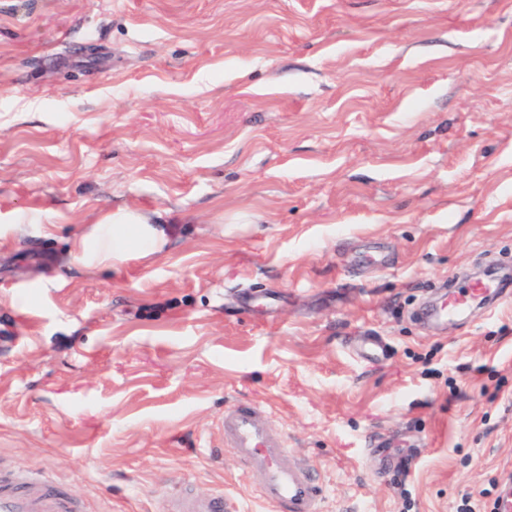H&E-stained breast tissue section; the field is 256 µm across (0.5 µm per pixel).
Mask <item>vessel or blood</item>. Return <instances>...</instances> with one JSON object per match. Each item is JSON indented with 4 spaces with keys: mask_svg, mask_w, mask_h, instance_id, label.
I'll return each instance as SVG.
<instances>
[{
    "mask_svg": "<svg viewBox=\"0 0 512 512\" xmlns=\"http://www.w3.org/2000/svg\"><path fill=\"white\" fill-rule=\"evenodd\" d=\"M502 287L475 284L434 307L430 319L444 322L460 316L475 301L502 294ZM220 441L243 474L256 477L254 490L273 512H321L324 487L308 460L292 457L285 434L275 428L268 408L259 402L225 406L218 422ZM223 493L200 495L183 488L169 499V512H228ZM79 500L62 487L24 468L0 471V512H82Z\"/></svg>",
    "mask_w": 512,
    "mask_h": 512,
    "instance_id": "obj_1",
    "label": "vessel or blood"
}]
</instances>
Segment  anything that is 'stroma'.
<instances>
[{"instance_id":"obj_1","label":"stroma","mask_w":512,"mask_h":512,"mask_svg":"<svg viewBox=\"0 0 512 512\" xmlns=\"http://www.w3.org/2000/svg\"><path fill=\"white\" fill-rule=\"evenodd\" d=\"M120 208L168 244L78 262ZM3 224L0 464L84 512H271L218 438L234 401L323 512L512 485V302L411 316L512 258V0H0ZM168 508V512H224L232 506L224 499L223 492L200 495L182 488L171 495Z\"/></svg>"}]
</instances>
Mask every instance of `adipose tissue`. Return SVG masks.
<instances>
[{
	"label": "adipose tissue",
	"instance_id": "adipose-tissue-1",
	"mask_svg": "<svg viewBox=\"0 0 512 512\" xmlns=\"http://www.w3.org/2000/svg\"><path fill=\"white\" fill-rule=\"evenodd\" d=\"M168 240L167 229L160 224L158 213L136 210L117 211L96 224L76 244L78 256H93L98 262H120L130 251L155 253Z\"/></svg>",
	"mask_w": 512,
	"mask_h": 512
}]
</instances>
